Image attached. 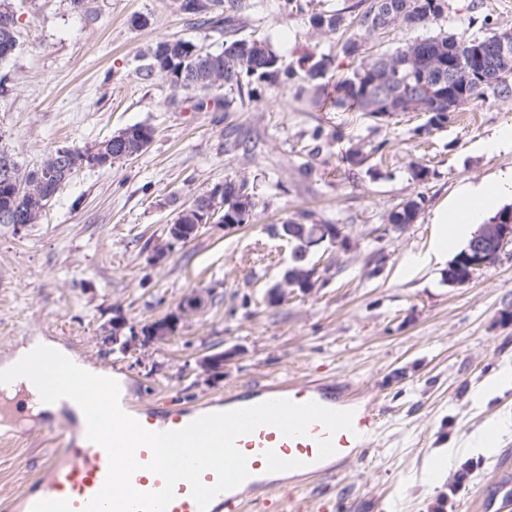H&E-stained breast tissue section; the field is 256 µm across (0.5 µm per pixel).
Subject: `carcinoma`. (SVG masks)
<instances>
[{"mask_svg":"<svg viewBox=\"0 0 512 512\" xmlns=\"http://www.w3.org/2000/svg\"><path fill=\"white\" fill-rule=\"evenodd\" d=\"M210 9L201 14L202 24L224 34L222 49L198 52L195 71L200 73L189 83L177 87L186 94H211L222 90H242L251 80L272 79L280 70V57L265 43L238 37V19L224 8V0H209ZM12 0H0V63L10 59L18 48L16 13ZM445 0H369L357 17L358 38L380 36L392 28L407 30L423 27L438 17ZM343 18L338 14L313 17L315 27L329 31L340 29ZM512 43L508 30L483 37L458 39L439 33L416 38L391 52L372 55L367 62L338 84V101L359 112L381 118L394 112H425L430 114L424 131L448 122V96L477 101L487 93L498 97L512 96V52L502 56V42ZM196 43L184 38L157 42L143 55L140 74L149 78L157 73L162 50L181 56ZM453 81H448V77ZM426 82L433 86L427 96L417 91ZM131 137L125 147L139 148L138 138L152 143L153 127L136 124L126 128ZM56 151H51L35 169L17 168L16 179L24 184L25 192L17 195L10 184L0 182V210L8 211L17 224H35L48 203L56 196L68 177L53 173ZM420 203L409 200L390 213L391 224H411L419 213Z\"/></svg>","mask_w":512,"mask_h":512,"instance_id":"cac0c4a2","label":"carcinoma"}]
</instances>
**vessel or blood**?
I'll use <instances>...</instances> for the list:
<instances>
[{
	"mask_svg": "<svg viewBox=\"0 0 512 512\" xmlns=\"http://www.w3.org/2000/svg\"><path fill=\"white\" fill-rule=\"evenodd\" d=\"M276 398L296 403L313 401L330 409L352 411L353 428L332 435L322 424L316 423L311 425L308 436L287 438L273 427H259L236 441L238 449L248 458L249 470L248 478L239 487L218 494L202 511L192 499L188 484L178 483L168 512H244L247 506L262 499L278 500L280 512H297L295 501L279 497L283 482L277 477L278 471L300 472L310 477L336 476V462L348 460L370 446L381 432V419L374 407L323 384L301 385L292 380L264 384L246 396H226L223 402L213 403L211 409L228 411ZM62 406L70 421L57 434L58 446L46 452L39 476L13 500L12 512H82L84 504L104 485L108 471L105 450L95 443L80 441L81 427L74 418L76 404L66 399ZM122 409L135 419L156 425L161 431L182 429L198 416L197 411L191 409L173 416L162 405L143 410L126 403ZM328 437L333 440L335 454L322 460L318 457V442ZM151 458L149 448L137 449L136 459L143 468L133 474L131 483L138 491L156 492L163 486L159 476L144 468Z\"/></svg>",
	"mask_w": 512,
	"mask_h": 512,
	"instance_id": "b4317fda",
	"label": "vessel or blood"
}]
</instances>
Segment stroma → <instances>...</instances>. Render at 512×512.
I'll return each mask as SVG.
<instances>
[{"instance_id": "obj_1", "label": "stroma", "mask_w": 512, "mask_h": 512, "mask_svg": "<svg viewBox=\"0 0 512 512\" xmlns=\"http://www.w3.org/2000/svg\"><path fill=\"white\" fill-rule=\"evenodd\" d=\"M361 0H236L242 37L267 42L281 59L277 79L255 82L231 110L172 88L160 74L142 79L141 56L162 39L214 48L222 33L197 24L175 0H14L19 47L0 64L10 90L0 95V150L23 170L61 147L93 146L135 124L155 130L138 158L76 172L39 223L0 224V360L38 336L80 363L110 373L126 398L171 412L285 377L358 388L380 411L382 431L333 479L291 478L301 497L329 512H512V383L486 406L471 393L512 367V246L469 283L448 282V259L408 269L430 251L431 212L469 182L512 173V152L489 157L482 140L512 128V97L486 96L422 132L421 112L377 119L338 106L336 84L361 57L407 40L447 32L483 35V17L512 30V0H447L431 25L364 40L353 36ZM338 13L336 32L312 27L314 14ZM150 23L133 27L131 20ZM328 67L311 79L307 69ZM359 148L368 159L350 165ZM426 166L420 181L414 165ZM233 181L255 202L248 224L201 228L188 243L167 232L182 203ZM421 209L396 227L389 214L409 200ZM333 224L342 242L312 248L314 288H281L294 243L276 225ZM166 259L153 263L156 248ZM203 303L165 343L145 330ZM224 353L222 377L204 356ZM505 420L491 452L461 460L456 472L427 477L431 449ZM56 416L26 417L27 435L0 438V512L33 481L47 449L43 429Z\"/></svg>"}]
</instances>
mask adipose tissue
<instances>
[{"instance_id": "adipose-tissue-1", "label": "adipose tissue", "mask_w": 512, "mask_h": 512, "mask_svg": "<svg viewBox=\"0 0 512 512\" xmlns=\"http://www.w3.org/2000/svg\"><path fill=\"white\" fill-rule=\"evenodd\" d=\"M509 198L512 199V174L461 187L453 198L434 209L431 222L436 226V235L432 252L411 258L410 268L423 266L434 257H446L467 243L477 227Z\"/></svg>"}]
</instances>
